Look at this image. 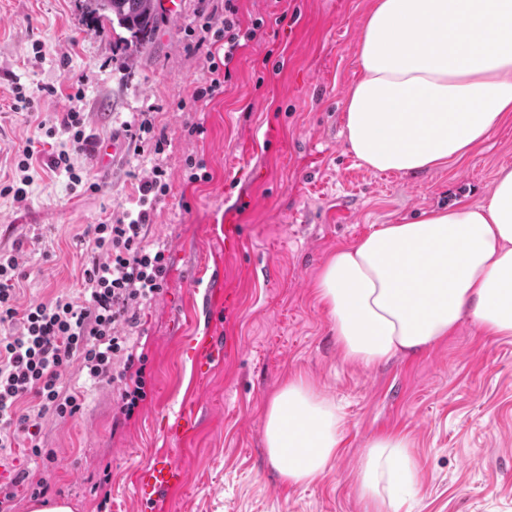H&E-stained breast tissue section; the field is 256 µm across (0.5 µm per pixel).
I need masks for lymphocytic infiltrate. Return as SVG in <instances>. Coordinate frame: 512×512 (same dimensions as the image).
<instances>
[{
    "instance_id": "f902f5d3",
    "label": "lymphocytic infiltrate",
    "mask_w": 512,
    "mask_h": 512,
    "mask_svg": "<svg viewBox=\"0 0 512 512\" xmlns=\"http://www.w3.org/2000/svg\"><path fill=\"white\" fill-rule=\"evenodd\" d=\"M209 8L223 13L224 26L197 44L220 48L222 56L208 67V84L199 91L203 97L213 96L231 79L243 40L256 35L255 29L241 30L236 0H211ZM166 176L163 166L154 164L137 185L135 208L87 225L81 234L87 257L84 303L59 296L20 304L21 265L17 256L0 254V451L18 448L53 460V452L43 449L38 421L79 411L77 393L61 383L72 370L98 382H123L119 412L132 417L144 396L143 376L135 369L143 357L122 328L135 324L141 305L166 284L164 252L143 245L155 206L168 193Z\"/></svg>"
}]
</instances>
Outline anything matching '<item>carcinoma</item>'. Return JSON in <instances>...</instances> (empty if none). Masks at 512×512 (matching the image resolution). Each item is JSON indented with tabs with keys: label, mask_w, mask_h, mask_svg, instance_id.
Returning <instances> with one entry per match:
<instances>
[{
	"label": "carcinoma",
	"mask_w": 512,
	"mask_h": 512,
	"mask_svg": "<svg viewBox=\"0 0 512 512\" xmlns=\"http://www.w3.org/2000/svg\"><path fill=\"white\" fill-rule=\"evenodd\" d=\"M83 8L91 25L116 26L129 34L126 42L143 51L152 48L162 23L157 0H84Z\"/></svg>",
	"instance_id": "1"
}]
</instances>
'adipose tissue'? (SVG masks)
Masks as SVG:
<instances>
[{"instance_id": "adipose-tissue-1", "label": "adipose tissue", "mask_w": 512, "mask_h": 512, "mask_svg": "<svg viewBox=\"0 0 512 512\" xmlns=\"http://www.w3.org/2000/svg\"><path fill=\"white\" fill-rule=\"evenodd\" d=\"M358 61L344 132L362 164L415 174L464 159L512 114V0H374ZM314 288L343 361L363 367L430 351L466 321L512 336V169L484 200L338 248ZM344 426L333 400L292 376L266 407L268 458L285 483H315ZM355 487L366 512H401L419 492L409 441L369 440Z\"/></svg>"}]
</instances>
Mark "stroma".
<instances>
[{
	"mask_svg": "<svg viewBox=\"0 0 512 512\" xmlns=\"http://www.w3.org/2000/svg\"><path fill=\"white\" fill-rule=\"evenodd\" d=\"M183 2L184 15L165 19L151 51L131 62L123 30L89 29L82 0H0V183L22 179L24 148L51 127L55 150L90 169L97 185L85 190L42 165L24 202L0 198V252L18 255L26 273L21 304L84 301L78 236L121 211L149 171L129 146L111 172L94 170L61 129L64 112L77 107L99 141L151 113L168 136L160 160L169 178L144 241L165 250L166 285L129 331L144 352V401L119 422L118 384L65 374V385L80 387L81 408L40 421L55 462L17 451L0 478L30 470L49 483L47 500L67 501L72 512H156L135 483L141 467L168 456L187 481L167 493L165 512H361L351 474L367 442L403 435L419 465L410 512H512V337L466 321L425 354L348 364L313 288L336 248L378 225L486 198L500 167L512 166V122L463 161L414 175L373 171L343 133L373 0H237L242 27L263 26L223 92L203 100L195 91L208 62L188 30L221 21L207 18L201 0ZM18 91L31 112L12 111ZM196 124L203 134L192 133ZM234 207L243 244L228 254L214 227ZM219 286L237 292L235 311L213 302ZM199 336L224 350L202 379L190 350ZM296 374L346 420L332 469L308 487L282 483L263 443L266 405ZM190 398L198 428L171 439L164 425ZM105 476L106 502L92 491Z\"/></svg>",
	"mask_w": 512,
	"mask_h": 512,
	"instance_id": "35a3bbf8",
	"label": "stroma"
}]
</instances>
